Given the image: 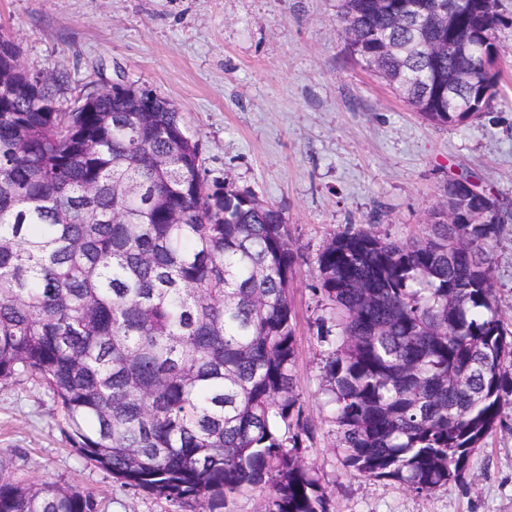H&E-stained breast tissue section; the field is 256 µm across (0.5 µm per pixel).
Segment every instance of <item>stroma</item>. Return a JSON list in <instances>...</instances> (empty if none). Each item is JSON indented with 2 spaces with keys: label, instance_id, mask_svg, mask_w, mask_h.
Segmentation results:
<instances>
[{
  "label": "stroma",
  "instance_id": "35a3bbf8",
  "mask_svg": "<svg viewBox=\"0 0 512 512\" xmlns=\"http://www.w3.org/2000/svg\"><path fill=\"white\" fill-rule=\"evenodd\" d=\"M339 0H0V27L31 73L60 74L70 102L100 82L171 100L203 145L209 180L282 208L303 259L291 287L297 391L316 428L303 454L330 512H512V404L470 458L471 477L419 495L347 468L322 386L317 256L345 226L423 236L448 179L469 175L512 206V0H499L502 83L492 111L430 123L364 70L338 32ZM496 300L512 324V222L493 250ZM0 470L92 490L99 512H171L86 463L60 406L31 380L0 382Z\"/></svg>",
  "mask_w": 512,
  "mask_h": 512
}]
</instances>
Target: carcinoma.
<instances>
[{
  "instance_id": "carcinoma-1",
  "label": "carcinoma",
  "mask_w": 512,
  "mask_h": 512,
  "mask_svg": "<svg viewBox=\"0 0 512 512\" xmlns=\"http://www.w3.org/2000/svg\"><path fill=\"white\" fill-rule=\"evenodd\" d=\"M498 0H340L350 52L427 121L472 120L478 84L454 75L499 51ZM469 36L476 55L437 48ZM0 33V381L33 379L80 456L179 508L224 512L245 488L266 512H329L302 456L299 348L290 300L298 261L279 207L208 184L202 143L169 99L127 112L110 92L89 112H46L60 79L30 89ZM453 97H448V86ZM161 158L158 169L150 159ZM448 181L422 240L349 225L317 257L325 391L345 464L417 494L463 484L470 457L512 402V331L495 302L504 230L453 224L483 209ZM134 184L136 193L112 187ZM124 222H112L113 209ZM175 210L179 224L170 222ZM93 492L0 470V512H99Z\"/></svg>"
}]
</instances>
